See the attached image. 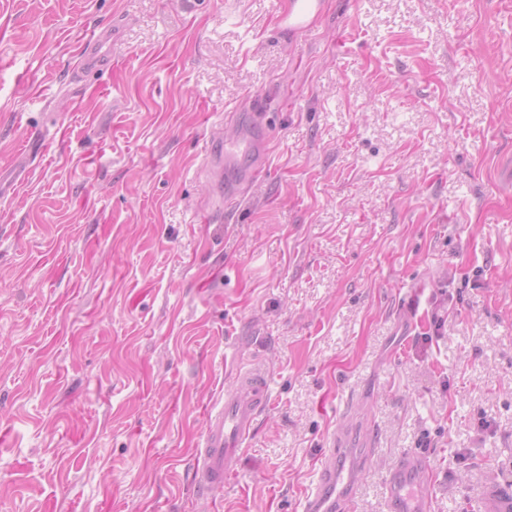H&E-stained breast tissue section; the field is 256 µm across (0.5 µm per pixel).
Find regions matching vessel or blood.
Segmentation results:
<instances>
[{"instance_id":"vessel-or-blood-1","label":"vessel or blood","mask_w":512,"mask_h":512,"mask_svg":"<svg viewBox=\"0 0 512 512\" xmlns=\"http://www.w3.org/2000/svg\"><path fill=\"white\" fill-rule=\"evenodd\" d=\"M319 0H293L281 21L297 31L305 30L307 19ZM78 69L93 74L112 62V32L105 29L82 41L77 49ZM268 135L257 121L239 124L230 141L219 143L207 154L206 167L212 175L216 194L234 192V182L224 179L234 169L240 153H248L256 165H263ZM271 392L266 371L259 367L239 374L231 388L213 398L205 413L201 442L196 450L193 482L201 493L223 490L238 473L240 449L251 435L258 418L270 406ZM371 423L357 418L354 424L336 428L329 452L320 459L315 488L306 496L303 512H352L362 482L373 440L367 432ZM433 472L427 462L408 455L390 469L386 482L395 512H432L429 489ZM483 512H512V494L496 483L486 485Z\"/></svg>"}]
</instances>
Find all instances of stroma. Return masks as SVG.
Instances as JSON below:
<instances>
[{
	"label": "stroma",
	"mask_w": 512,
	"mask_h": 512,
	"mask_svg": "<svg viewBox=\"0 0 512 512\" xmlns=\"http://www.w3.org/2000/svg\"><path fill=\"white\" fill-rule=\"evenodd\" d=\"M290 3L0 0V512H302L358 405L355 512L416 451L433 512L512 492V0ZM257 104L267 166L222 200L204 158ZM256 362L208 500L204 410ZM319 2L318 0H293L291 10L281 16V22L294 30H305L308 16ZM78 69L83 74H93L111 66L112 29L93 33L77 49ZM268 375L261 367L240 373L224 395L213 398L196 450L193 482L203 494L222 491L238 474L240 448L270 406Z\"/></svg>",
	"instance_id": "obj_1"
}]
</instances>
